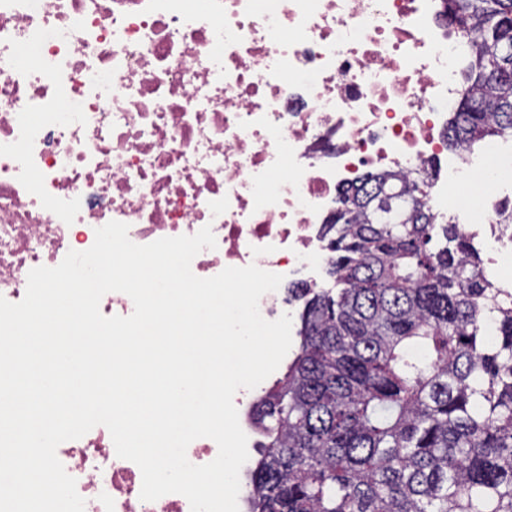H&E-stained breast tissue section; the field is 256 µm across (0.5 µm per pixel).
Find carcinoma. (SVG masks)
Masks as SVG:
<instances>
[{"mask_svg":"<svg viewBox=\"0 0 512 512\" xmlns=\"http://www.w3.org/2000/svg\"><path fill=\"white\" fill-rule=\"evenodd\" d=\"M446 2L472 48L448 146L512 138V0ZM429 187L339 193L332 286L291 289L298 353L252 410L248 512H512V294Z\"/></svg>","mask_w":512,"mask_h":512,"instance_id":"1","label":"carcinoma"}]
</instances>
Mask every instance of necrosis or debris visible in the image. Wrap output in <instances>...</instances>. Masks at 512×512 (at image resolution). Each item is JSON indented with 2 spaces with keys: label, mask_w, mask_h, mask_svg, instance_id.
<instances>
[{
  "label": "necrosis or debris",
  "mask_w": 512,
  "mask_h": 512,
  "mask_svg": "<svg viewBox=\"0 0 512 512\" xmlns=\"http://www.w3.org/2000/svg\"><path fill=\"white\" fill-rule=\"evenodd\" d=\"M469 60L445 0H0V296L110 221L138 245L208 225L192 272L282 275L259 311L294 314L286 290L329 266L339 192L372 169L429 173L433 213L482 234L512 289V144L448 147ZM57 457L84 512H190L141 500L105 426Z\"/></svg>",
  "instance_id": "obj_1"
}]
</instances>
